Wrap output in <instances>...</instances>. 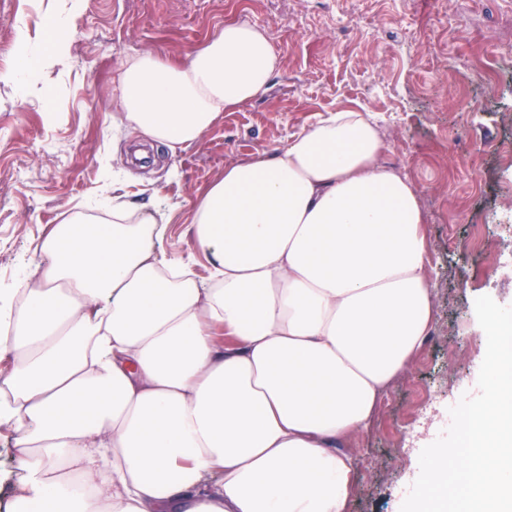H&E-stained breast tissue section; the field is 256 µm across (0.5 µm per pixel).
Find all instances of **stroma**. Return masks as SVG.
<instances>
[{"mask_svg":"<svg viewBox=\"0 0 512 512\" xmlns=\"http://www.w3.org/2000/svg\"><path fill=\"white\" fill-rule=\"evenodd\" d=\"M59 0H0V289L48 230L112 194L165 199L163 249L199 278L211 266L191 227L198 198L226 166L272 150L339 108L367 109L384 161L417 189L429 242L434 322L350 443L347 512H400L422 448L450 405L476 395L486 352L474 301L512 305V0H85L63 65L19 99L5 79L15 28L48 38ZM266 29L282 66L268 92L177 150L168 167L128 155L112 89L124 56L181 59L224 22Z\"/></svg>","mask_w":512,"mask_h":512,"instance_id":"stroma-1","label":"stroma"}]
</instances>
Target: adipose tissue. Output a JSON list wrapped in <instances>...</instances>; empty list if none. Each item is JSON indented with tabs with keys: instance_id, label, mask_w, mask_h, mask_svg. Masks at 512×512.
Listing matches in <instances>:
<instances>
[{
	"instance_id": "ef3b65f1",
	"label": "adipose tissue",
	"mask_w": 512,
	"mask_h": 512,
	"mask_svg": "<svg viewBox=\"0 0 512 512\" xmlns=\"http://www.w3.org/2000/svg\"><path fill=\"white\" fill-rule=\"evenodd\" d=\"M18 29L19 95L61 65ZM265 30L228 22L186 59L125 57L122 124L176 150L262 97ZM369 113L339 109L229 165L192 230L208 281L157 246L158 198L54 225L0 289V425L22 471L14 512H346V444L433 325L416 188Z\"/></svg>"
}]
</instances>
